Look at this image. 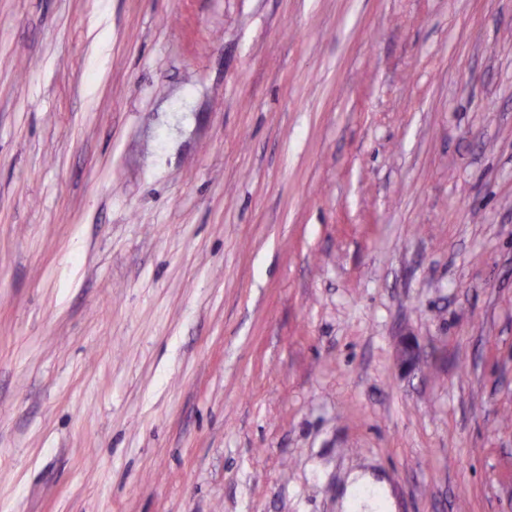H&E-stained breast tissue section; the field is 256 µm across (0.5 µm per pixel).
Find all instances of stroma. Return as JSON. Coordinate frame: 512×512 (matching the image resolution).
Segmentation results:
<instances>
[{
	"label": "stroma",
	"mask_w": 512,
	"mask_h": 512,
	"mask_svg": "<svg viewBox=\"0 0 512 512\" xmlns=\"http://www.w3.org/2000/svg\"><path fill=\"white\" fill-rule=\"evenodd\" d=\"M356 470L512 512V0H0V512ZM421 346L415 337H405L399 342L397 363L400 368L412 370L421 357Z\"/></svg>",
	"instance_id": "1"
}]
</instances>
